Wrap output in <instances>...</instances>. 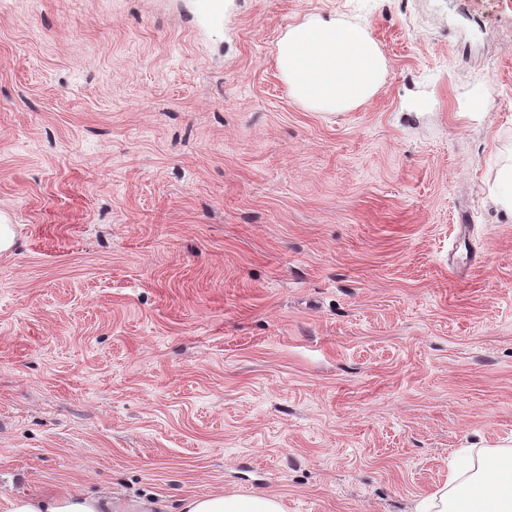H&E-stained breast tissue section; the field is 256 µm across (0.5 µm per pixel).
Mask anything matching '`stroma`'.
<instances>
[{"instance_id": "35a3bbf8", "label": "stroma", "mask_w": 512, "mask_h": 512, "mask_svg": "<svg viewBox=\"0 0 512 512\" xmlns=\"http://www.w3.org/2000/svg\"><path fill=\"white\" fill-rule=\"evenodd\" d=\"M313 16L351 111L279 72ZM511 154L512 0H0V512H415L512 444ZM278 66L292 96L316 112H346L366 102L386 73L385 57L367 31L319 16L288 29ZM7 512H112V497L74 494L61 497H15ZM181 512H282L279 502L269 496L212 494L186 502Z\"/></svg>"}]
</instances>
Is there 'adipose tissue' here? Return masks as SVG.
Returning a JSON list of instances; mask_svg holds the SVG:
<instances>
[{"instance_id":"ef3b65f1","label":"adipose tissue","mask_w":512,"mask_h":512,"mask_svg":"<svg viewBox=\"0 0 512 512\" xmlns=\"http://www.w3.org/2000/svg\"><path fill=\"white\" fill-rule=\"evenodd\" d=\"M278 66L292 96L317 112H346L380 89L386 61L362 28L334 18H309L289 28ZM7 512H112V499L93 494L9 500ZM182 512H282L269 496L212 494L186 502ZM418 512H512V448L482 451L479 464H451L447 482Z\"/></svg>"}]
</instances>
